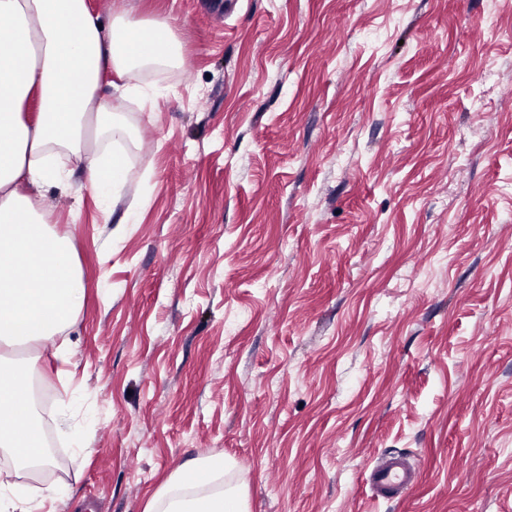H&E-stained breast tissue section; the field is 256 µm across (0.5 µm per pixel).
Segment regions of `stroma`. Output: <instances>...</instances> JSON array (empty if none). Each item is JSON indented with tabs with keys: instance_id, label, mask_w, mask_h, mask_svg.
Instances as JSON below:
<instances>
[{
	"instance_id": "35a3bbf8",
	"label": "stroma",
	"mask_w": 512,
	"mask_h": 512,
	"mask_svg": "<svg viewBox=\"0 0 512 512\" xmlns=\"http://www.w3.org/2000/svg\"><path fill=\"white\" fill-rule=\"evenodd\" d=\"M88 2L184 62L114 97L111 207L51 193L86 299L33 373L36 512H143L214 454L249 512H512V0ZM365 481L377 498L401 501L418 484L419 474L399 454L387 453L367 468Z\"/></svg>"
}]
</instances>
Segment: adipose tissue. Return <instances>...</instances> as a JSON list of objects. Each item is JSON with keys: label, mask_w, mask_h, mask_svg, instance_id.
<instances>
[{"label": "adipose tissue", "mask_w": 512, "mask_h": 512, "mask_svg": "<svg viewBox=\"0 0 512 512\" xmlns=\"http://www.w3.org/2000/svg\"><path fill=\"white\" fill-rule=\"evenodd\" d=\"M0 453L44 457L26 395L28 376L11 360L31 343L69 353L58 336L75 325L86 291L70 239L50 220L48 190L76 173L111 204L126 169L130 128L103 93V78L174 66L181 47L162 20L127 10L102 21L87 0H0ZM223 455L196 460L161 485L144 512H249L226 483Z\"/></svg>", "instance_id": "adipose-tissue-1"}]
</instances>
